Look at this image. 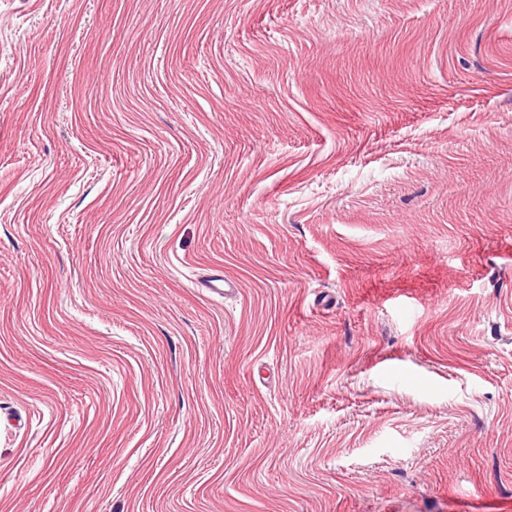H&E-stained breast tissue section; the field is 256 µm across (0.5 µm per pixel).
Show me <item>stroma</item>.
I'll use <instances>...</instances> for the list:
<instances>
[{"label":"stroma","instance_id":"35a3bbf8","mask_svg":"<svg viewBox=\"0 0 512 512\" xmlns=\"http://www.w3.org/2000/svg\"><path fill=\"white\" fill-rule=\"evenodd\" d=\"M0 512H512V0H0Z\"/></svg>","mask_w":512,"mask_h":512}]
</instances>
